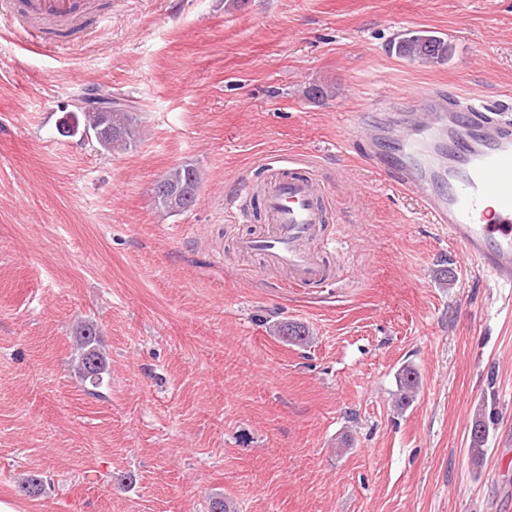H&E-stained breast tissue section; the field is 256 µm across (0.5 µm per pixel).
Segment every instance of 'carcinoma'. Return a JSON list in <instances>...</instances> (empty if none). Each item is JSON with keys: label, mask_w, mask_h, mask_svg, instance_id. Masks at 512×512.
I'll list each match as a JSON object with an SVG mask.
<instances>
[{"label": "carcinoma", "mask_w": 512, "mask_h": 512, "mask_svg": "<svg viewBox=\"0 0 512 512\" xmlns=\"http://www.w3.org/2000/svg\"><path fill=\"white\" fill-rule=\"evenodd\" d=\"M399 54L422 60H444L452 51V46L442 40L428 35L404 36L397 43ZM62 125L70 127L73 133L83 130L95 132L102 127H109L111 135L104 142H98L100 148L107 152H123L136 146L140 139V119L133 112V107L116 108L108 113L97 112H72ZM172 194H188L187 207L195 205L197 193L201 181L199 171L191 165H180L170 169L161 177ZM279 335L292 345H304L309 336L305 327L295 322H285L279 326ZM77 365L76 370L82 381L96 388L103 381L106 371V361L98 347L99 330L92 322H84L76 331ZM399 393L396 399L397 405H406L414 397L418 385V372L406 365L398 371ZM475 432L470 434L468 452L475 461L482 459L487 451L486 423L482 419L475 421Z\"/></svg>", "instance_id": "1"}]
</instances>
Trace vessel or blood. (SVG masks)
<instances>
[{"label":"vessel or blood","mask_w":512,"mask_h":512,"mask_svg":"<svg viewBox=\"0 0 512 512\" xmlns=\"http://www.w3.org/2000/svg\"><path fill=\"white\" fill-rule=\"evenodd\" d=\"M86 0H0V10L52 25L67 40L87 11ZM402 111L371 123L353 114L346 127L360 156L395 189L416 193L421 209L461 247L473 268L496 287L512 288V117L476 105L452 106L446 91L409 92ZM275 230L241 238L247 252L265 256L297 287L322 286L328 270L320 252L328 202L308 172L271 168L260 187Z\"/></svg>","instance_id":"vessel-or-blood-1"}]
</instances>
